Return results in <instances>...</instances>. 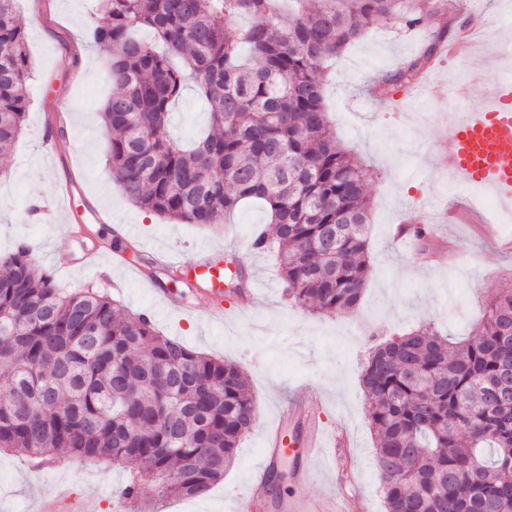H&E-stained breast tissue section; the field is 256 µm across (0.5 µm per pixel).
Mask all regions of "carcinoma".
<instances>
[{
    "instance_id": "cac0c4a2",
    "label": "carcinoma",
    "mask_w": 512,
    "mask_h": 512,
    "mask_svg": "<svg viewBox=\"0 0 512 512\" xmlns=\"http://www.w3.org/2000/svg\"><path fill=\"white\" fill-rule=\"evenodd\" d=\"M15 0H0V154L17 140L34 80ZM99 0L90 42L118 91L101 109L113 182L135 208L214 225L264 202L288 301L355 309L371 267L368 172L342 148L323 106L324 64L378 22L427 26L464 3L440 0ZM248 18L243 26L238 20ZM147 29L159 52L139 37ZM247 47L255 65L240 59ZM431 46L386 80L413 88ZM209 103L192 145L167 131L187 83ZM512 286L468 337L425 324L374 346L361 374L371 400L386 512H512ZM258 409L242 371L127 316L110 296L69 290L23 241L0 255V448L34 468L67 452L131 463L119 497H198L224 479Z\"/></svg>"
}]
</instances>
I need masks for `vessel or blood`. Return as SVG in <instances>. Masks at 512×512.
Wrapping results in <instances>:
<instances>
[{
	"label": "vessel or blood",
	"instance_id": "vessel-or-blood-1",
	"mask_svg": "<svg viewBox=\"0 0 512 512\" xmlns=\"http://www.w3.org/2000/svg\"><path fill=\"white\" fill-rule=\"evenodd\" d=\"M451 146L441 153L438 164L451 171L461 184L482 188L499 200L512 199V82H497L480 108L462 121L450 126ZM167 265L182 268L185 279L205 281L212 305L211 321L224 320V268L208 261L193 267H183L180 259L167 257ZM321 441L311 434L305 443L287 440L282 427H274L265 439L261 463L251 482L252 499H262L270 472L283 461H291L295 479L309 481L316 471L312 460ZM281 512H345V503L329 498L312 502L290 498L280 504Z\"/></svg>",
	"mask_w": 512,
	"mask_h": 512
}]
</instances>
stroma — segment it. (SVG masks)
<instances>
[{
    "instance_id": "1",
    "label": "stroma",
    "mask_w": 512,
    "mask_h": 512,
    "mask_svg": "<svg viewBox=\"0 0 512 512\" xmlns=\"http://www.w3.org/2000/svg\"><path fill=\"white\" fill-rule=\"evenodd\" d=\"M17 18L28 35L35 68L30 107L23 131L8 156H0V253L25 238L36 247L38 268L66 288L92 287L119 302L129 314L148 315L164 335L197 351L237 364L247 376L258 418L239 445L234 464L207 495L167 499L157 512H233V495L247 488L260 461L267 429L277 421L286 397L313 391L327 433L344 432L350 446L338 460V475L320 474L309 484L292 483L291 465L272 472L262 512H279L289 496L326 494L356 501L360 512H385L374 465L375 442L367 420L369 400L361 373L369 350L422 323H434L453 338L467 335L481 319L487 299L512 284V223H497V204L485 210H459L443 220L448 202L466 197L448 184L435 163L438 146L450 143L449 111L467 112L490 91L500 72L512 69V0H482L479 9L457 15L483 40L475 53L437 60L418 87L375 95L374 81L413 58L448 22L439 16L428 28L398 30L375 24L331 66L324 107L337 140L369 168L367 193L373 210L369 234L371 268L356 312L325 316L289 304L271 256L253 252V233L266 228L263 204L241 207L217 228L176 224L138 210L112 182L106 163L107 138L101 129L102 102L116 90L108 77L105 53L88 44L86 30L100 18L96 0H17ZM63 130L51 158L42 149L47 129ZM205 108L194 89H186L173 109L171 132L189 140L206 130ZM74 178L75 209L91 205L109 223L73 222L57 216L28 223L30 201L50 199L57 183ZM419 213L435 226L446 250L444 261H429L395 238L406 213ZM129 224L132 236L116 239L113 225ZM126 259L158 260L175 251L192 266L214 247L236 260L247 282L269 281L253 308L240 297L224 298V321L209 324L210 304L203 289L186 291V316L166 307L163 284L126 277L112 266L111 241ZM108 267L100 277L86 267L87 256ZM129 465H96L60 454L53 466L36 469L24 457L0 450V512H41L44 500L66 495L90 498L96 512H124L116 491Z\"/></svg>"
}]
</instances>
